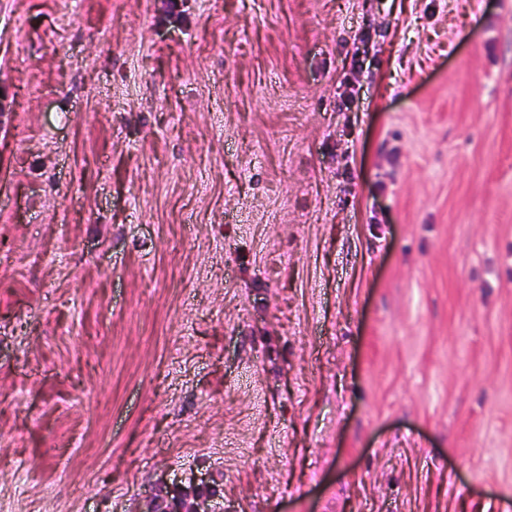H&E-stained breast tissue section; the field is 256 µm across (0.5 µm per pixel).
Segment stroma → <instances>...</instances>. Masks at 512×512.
<instances>
[{
	"label": "stroma",
	"mask_w": 512,
	"mask_h": 512,
	"mask_svg": "<svg viewBox=\"0 0 512 512\" xmlns=\"http://www.w3.org/2000/svg\"><path fill=\"white\" fill-rule=\"evenodd\" d=\"M512 512V0H0V512Z\"/></svg>",
	"instance_id": "35a3bbf8"
}]
</instances>
